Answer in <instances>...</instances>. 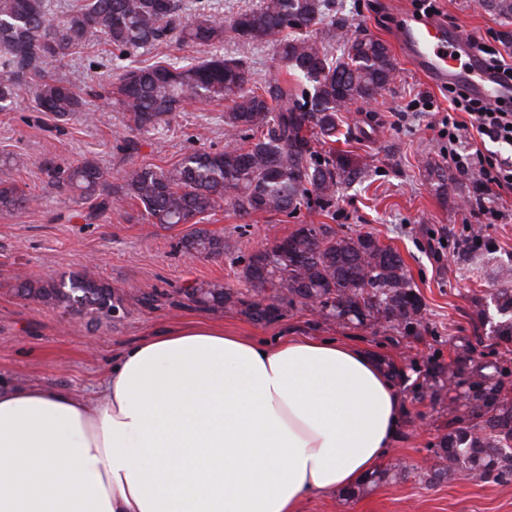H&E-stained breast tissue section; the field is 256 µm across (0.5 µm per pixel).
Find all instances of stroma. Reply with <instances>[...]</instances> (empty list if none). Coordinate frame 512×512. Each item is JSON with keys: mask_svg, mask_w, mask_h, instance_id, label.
Masks as SVG:
<instances>
[{"mask_svg": "<svg viewBox=\"0 0 512 512\" xmlns=\"http://www.w3.org/2000/svg\"><path fill=\"white\" fill-rule=\"evenodd\" d=\"M337 5L357 30L386 42L399 19L398 9H413L414 0H337ZM437 5L449 29L496 39L512 63V18L489 12L482 0H438ZM122 66L113 59L111 46L103 43L64 62L60 77L87 93L84 111L69 120L60 122L36 111L28 93L0 112V162L19 158L14 179L35 199L28 209L0 211V381L95 394L113 354L186 318L220 320L229 330L262 340L322 336L350 342L383 354L401 372L396 385L406 409L402 432L380 468H398L402 475L350 498L306 499L300 512H512V484L458 475L428 485L417 477L448 431V409L420 399L416 385L463 353L477 364L512 368V343L480 344L484 327L473 305L474 298L492 288L498 264L512 259V194L495 201L500 218L484 226L494 250H470L468 228L479 219L466 206L473 196L471 178L448 160L442 125L447 87L431 84L404 57H397L394 80L383 97L341 114L336 143L324 144L318 135L312 139L317 152L333 151L362 170L360 178L339 188L331 212L314 208L293 217L244 216L225 207L203 228L235 243V251L190 258L179 243L193 232V225L147 223L141 207L131 201L95 223H85L79 215L88 211L90 201L49 184L41 171L48 156L61 165L91 159L116 186L130 166L167 167L194 148L223 149L224 102H190L163 133H132L111 99L100 93L111 69ZM424 97L432 111H414V103ZM131 135L138 137L141 149L126 156L117 145ZM425 159L445 170V183L430 179L421 166ZM302 224H327L353 236L370 233L397 250L421 297V335L404 336L379 324H339L301 306L258 323L237 307L205 308L185 299L184 290L201 281L245 291L239 277L243 259ZM89 265L122 297L111 318L93 320L16 293L18 271L57 280ZM148 293L157 294V301L144 303Z\"/></svg>", "mask_w": 512, "mask_h": 512, "instance_id": "35a3bbf8", "label": "stroma"}]
</instances>
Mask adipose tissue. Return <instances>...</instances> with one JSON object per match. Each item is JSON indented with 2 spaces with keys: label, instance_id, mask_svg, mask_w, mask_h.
Listing matches in <instances>:
<instances>
[{
  "label": "adipose tissue",
  "instance_id": "obj_1",
  "mask_svg": "<svg viewBox=\"0 0 512 512\" xmlns=\"http://www.w3.org/2000/svg\"><path fill=\"white\" fill-rule=\"evenodd\" d=\"M404 413L364 347L190 319L116 354L98 397L0 385V512H297L371 473Z\"/></svg>",
  "mask_w": 512,
  "mask_h": 512
}]
</instances>
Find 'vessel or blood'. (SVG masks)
Segmentation results:
<instances>
[{"instance_id":"b4317fda","label":"vessel or blood","mask_w":512,"mask_h":512,"mask_svg":"<svg viewBox=\"0 0 512 512\" xmlns=\"http://www.w3.org/2000/svg\"><path fill=\"white\" fill-rule=\"evenodd\" d=\"M391 37L402 55L433 84L463 82L474 96L492 102L512 98V82L476 61L466 67L460 65V55L471 52V41L462 33L449 34L446 21L435 17L423 21L409 19L394 29Z\"/></svg>"}]
</instances>
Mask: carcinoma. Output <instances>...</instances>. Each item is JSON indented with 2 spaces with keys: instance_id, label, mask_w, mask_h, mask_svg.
Returning <instances> with one entry per match:
<instances>
[{
  "instance_id": "1",
  "label": "carcinoma",
  "mask_w": 512,
  "mask_h": 512,
  "mask_svg": "<svg viewBox=\"0 0 512 512\" xmlns=\"http://www.w3.org/2000/svg\"><path fill=\"white\" fill-rule=\"evenodd\" d=\"M230 37L237 53H213L196 63L156 61L127 67L111 83L112 100L137 129L169 125L189 99L229 103L222 150L194 149L167 168L133 166L117 187L93 161L62 166L47 158L48 178L94 200L78 217L86 223L125 200L138 202L150 224H199L227 206L241 215L292 216L317 206L330 210L338 186L359 171L311 147L307 133L336 141L338 113L368 103L389 89L396 63L381 40L352 29L336 0H257L253 7L218 17L211 0H73L48 16L47 0H0V111L21 92L33 95L39 112L66 119L82 111L77 87L55 77L68 57L103 41L120 57L138 56L169 41L211 49ZM271 44L289 75L260 80L250 53ZM17 161L0 167V210L30 207L33 198L11 176ZM280 241L249 256L241 278L244 295L221 283H201L185 293L206 307L240 304L250 317L269 321L280 306L317 310L338 323L383 322L406 335L423 327L422 303L402 256L371 233L340 235L327 224H302ZM190 254L211 255L233 246L203 231L181 241ZM496 287L480 310L487 339L512 340V266L495 272ZM17 294L93 319L112 316L120 296L84 269L56 281L19 278ZM509 372L496 364L476 366L448 389L454 408L434 463L420 480L437 483L455 475L497 485L512 483V398ZM444 381L419 386V398L442 400Z\"/></svg>"
}]
</instances>
